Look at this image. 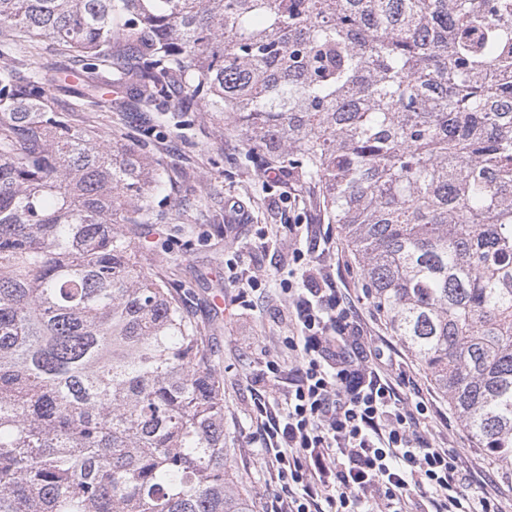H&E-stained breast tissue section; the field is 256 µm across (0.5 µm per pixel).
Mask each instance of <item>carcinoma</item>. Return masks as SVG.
I'll return each mask as SVG.
<instances>
[{"mask_svg": "<svg viewBox=\"0 0 512 512\" xmlns=\"http://www.w3.org/2000/svg\"><path fill=\"white\" fill-rule=\"evenodd\" d=\"M44 38L78 65L34 64ZM105 87H180L316 190L512 476V0H0V512H252L215 351L128 236L171 181L151 130L75 120Z\"/></svg>", "mask_w": 512, "mask_h": 512, "instance_id": "obj_1", "label": "carcinoma"}]
</instances>
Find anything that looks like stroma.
Wrapping results in <instances>:
<instances>
[{"mask_svg":"<svg viewBox=\"0 0 512 512\" xmlns=\"http://www.w3.org/2000/svg\"><path fill=\"white\" fill-rule=\"evenodd\" d=\"M190 99L174 91L163 111L115 112L100 116L97 133L123 138L154 128L149 145L155 160L173 172L165 201L151 223L137 226L132 239L166 249L161 268L173 273L192 319L204 328L219 355L224 378V445L233 466L262 512L280 492L273 469L264 464L266 427L281 416L295 354L288 349L296 325L286 293L296 281L295 250H309L318 271L350 295L376 343L397 352L423 393L433 402L426 431L436 446L465 461L470 483L483 486L512 512V479L504 477L468 437L459 416L434 389L415 357L393 336L364 296L359 266L339 225L287 178H263L245 160L240 139L225 136L223 123L201 112L184 115ZM261 284L251 289L250 277Z\"/></svg>","mask_w":512,"mask_h":512,"instance_id":"35a3bbf8","label":"stroma"}]
</instances>
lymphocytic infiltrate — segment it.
Here are the masks:
<instances>
[{
  "instance_id": "1",
  "label": "lymphocytic infiltrate",
  "mask_w": 512,
  "mask_h": 512,
  "mask_svg": "<svg viewBox=\"0 0 512 512\" xmlns=\"http://www.w3.org/2000/svg\"><path fill=\"white\" fill-rule=\"evenodd\" d=\"M301 281L288 339L298 365L268 448L287 495L270 512H374L380 500L407 512L412 499L425 512H499L428 438L427 399L417 386L400 394L349 299L312 270Z\"/></svg>"
}]
</instances>
